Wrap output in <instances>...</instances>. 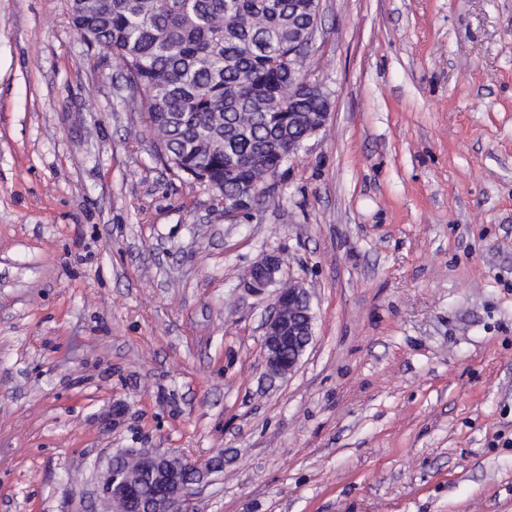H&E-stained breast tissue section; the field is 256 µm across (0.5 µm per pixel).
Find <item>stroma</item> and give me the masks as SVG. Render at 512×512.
Returning <instances> with one entry per match:
<instances>
[{
    "mask_svg": "<svg viewBox=\"0 0 512 512\" xmlns=\"http://www.w3.org/2000/svg\"><path fill=\"white\" fill-rule=\"evenodd\" d=\"M326 127L250 215L162 156L68 0H0V512H101L125 448L193 512H512V0H321ZM279 255L314 341L265 373ZM281 269V263L277 256L269 255L252 266L249 273L251 288L262 293L270 285L277 282V276ZM221 464V458L192 460L163 448L119 450L96 468L99 499L104 512H190L195 486ZM134 473L149 478V490Z\"/></svg>",
    "mask_w": 512,
    "mask_h": 512,
    "instance_id": "1",
    "label": "stroma"
}]
</instances>
